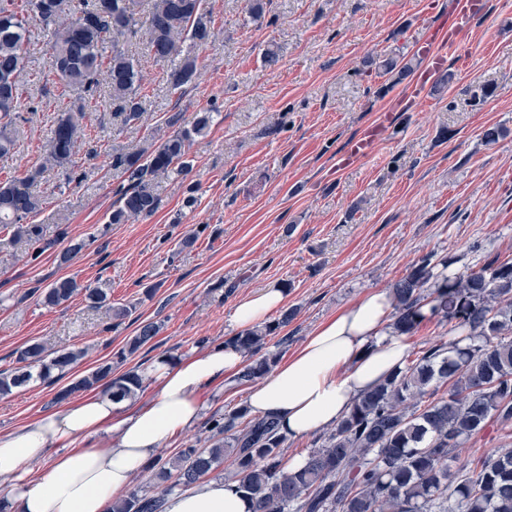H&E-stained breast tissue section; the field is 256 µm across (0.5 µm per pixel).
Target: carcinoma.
I'll return each instance as SVG.
<instances>
[{"instance_id": "carcinoma-1", "label": "carcinoma", "mask_w": 512, "mask_h": 512, "mask_svg": "<svg viewBox=\"0 0 512 512\" xmlns=\"http://www.w3.org/2000/svg\"><path fill=\"white\" fill-rule=\"evenodd\" d=\"M40 29L45 65L69 93L57 111L43 144V162L20 176L0 180V225L14 228V239L42 244L43 230L24 220L38 213L42 198L35 184L48 170L67 175L100 77L123 124L142 120V74L128 42L145 32L156 62H167V82L177 91L197 75L193 48L213 37V20L204 0H0V157L14 146L21 88L29 71L30 27ZM213 121L198 112L192 121L134 152L112 149V168L128 174L130 184L118 191L111 224L152 215L158 208V180L189 170L194 137ZM454 260L423 258L391 294L397 336L412 334L427 319L421 304L432 303L430 316L451 324L458 333L409 359L383 382L363 394L349 413L312 450L305 464L284 461L285 439L272 418L249 415L245 406L208 421L209 446L190 445L167 460L148 465L162 489L148 495L133 489L112 501L110 512H163L165 496L186 490L230 457L233 482L252 503L251 512H512V448H499L473 467L455 466L459 451L491 422L512 424V261L491 260L477 269L456 271ZM83 294L93 309L115 319L132 315L133 307L114 306L103 288L82 286L66 277L40 293L46 306H60ZM296 315L289 309L274 324L255 327L229 339L251 358L237 377L240 384L269 372L277 355L267 339ZM159 332L153 321L139 324L136 335L116 353L122 363L151 343ZM84 355L80 349L47 352L31 343L17 354L21 367L0 371V396L38 378L52 384ZM448 386L446 396L431 399V388ZM143 388L137 369L121 374L104 361L77 376L57 392L55 402L88 390L112 392L117 401Z\"/></svg>"}]
</instances>
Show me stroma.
<instances>
[{"instance_id": "1", "label": "stroma", "mask_w": 512, "mask_h": 512, "mask_svg": "<svg viewBox=\"0 0 512 512\" xmlns=\"http://www.w3.org/2000/svg\"><path fill=\"white\" fill-rule=\"evenodd\" d=\"M488 2L468 37L477 54L449 60L447 85L418 105L405 100V81L380 76L378 65L393 53L419 69L412 44L423 21L443 18L448 0H270L258 22L248 0H206L214 35L194 50L195 83L176 92L145 36L132 39L141 122L123 125L100 97L77 143L74 180L50 171L35 186L45 250L0 227V370L39 342L83 350L78 376L112 358L140 322L155 321L159 334L131 360L145 376L143 403L158 355L182 358L236 336L235 303L268 285L286 288L285 305L297 311L268 338L284 359L338 309L389 291L427 254L453 258L459 271L512 259V8ZM271 43L280 61L267 67L262 51ZM29 50L22 120L13 150L0 157V180L40 164L68 101L58 78L42 74V39ZM202 110L214 121L191 144L190 173L159 180L151 217L109 223L115 191L128 182L111 167L113 149L147 147L169 134V115ZM382 120L388 128L375 152L337 168L347 142ZM490 128L499 132L492 143L483 137ZM189 235L193 245L182 247ZM80 240L82 252L61 262ZM65 277L109 289L113 302L136 310L117 322L79 294L43 305L40 289ZM57 391L34 383L0 396V430L54 409Z\"/></svg>"}]
</instances>
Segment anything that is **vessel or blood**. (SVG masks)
<instances>
[{
  "label": "vessel or blood",
  "instance_id": "1",
  "mask_svg": "<svg viewBox=\"0 0 512 512\" xmlns=\"http://www.w3.org/2000/svg\"><path fill=\"white\" fill-rule=\"evenodd\" d=\"M487 11V0H449L448 27L443 36L415 41L413 51L421 59L422 66L407 88L414 102L426 101L435 79L444 73L449 58L456 53L459 35L467 32L471 23L485 16ZM384 128V123L379 122L351 139L337 159L338 166L344 167L371 156Z\"/></svg>",
  "mask_w": 512,
  "mask_h": 512
}]
</instances>
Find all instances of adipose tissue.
I'll return each mask as SVG.
<instances>
[{
  "mask_svg": "<svg viewBox=\"0 0 512 512\" xmlns=\"http://www.w3.org/2000/svg\"><path fill=\"white\" fill-rule=\"evenodd\" d=\"M284 300L282 288H262L237 301L232 320L253 328ZM393 312L391 298L378 291L337 312L250 387V412L276 418L288 439L335 425L362 393L401 367L406 347L393 333ZM243 363L227 345L177 360L161 356L152 365L156 393L144 406L131 409L95 393L0 431V512H110L160 443L199 422L208 386L232 385ZM164 512H251V505L234 484L208 478L168 494Z\"/></svg>",
  "mask_w": 512,
  "mask_h": 512,
  "instance_id": "ef3b65f1",
  "label": "adipose tissue"
}]
</instances>
